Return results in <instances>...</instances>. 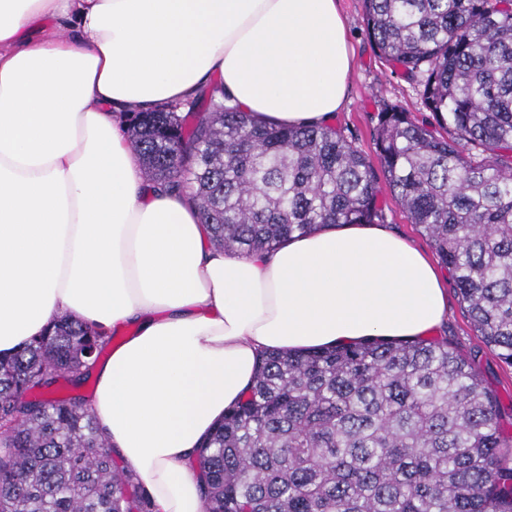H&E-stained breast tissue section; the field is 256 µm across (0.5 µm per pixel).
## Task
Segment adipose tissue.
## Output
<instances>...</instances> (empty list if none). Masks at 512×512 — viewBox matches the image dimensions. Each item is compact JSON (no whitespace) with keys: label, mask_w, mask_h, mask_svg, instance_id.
<instances>
[{"label":"adipose tissue","mask_w":512,"mask_h":512,"mask_svg":"<svg viewBox=\"0 0 512 512\" xmlns=\"http://www.w3.org/2000/svg\"><path fill=\"white\" fill-rule=\"evenodd\" d=\"M350 69L337 0H0V358L65 315L133 326L89 406L155 512H203L194 460L260 354L421 336L448 303L374 224L212 245L188 197L143 177L124 114L218 82L259 119L326 124Z\"/></svg>","instance_id":"1"}]
</instances>
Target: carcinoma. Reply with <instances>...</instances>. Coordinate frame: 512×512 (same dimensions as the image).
Instances as JSON below:
<instances>
[{"instance_id": "carcinoma-1", "label": "carcinoma", "mask_w": 512, "mask_h": 512, "mask_svg": "<svg viewBox=\"0 0 512 512\" xmlns=\"http://www.w3.org/2000/svg\"><path fill=\"white\" fill-rule=\"evenodd\" d=\"M367 33L420 88L425 121L383 104L379 167L331 126L259 122L215 86L127 113L146 175L250 257L324 224H378L384 177L512 367V0H363ZM439 127L447 137L437 138ZM115 334L54 319L0 359V512H152L83 386ZM445 337L262 355L196 457L204 512H512V436Z\"/></svg>"}]
</instances>
